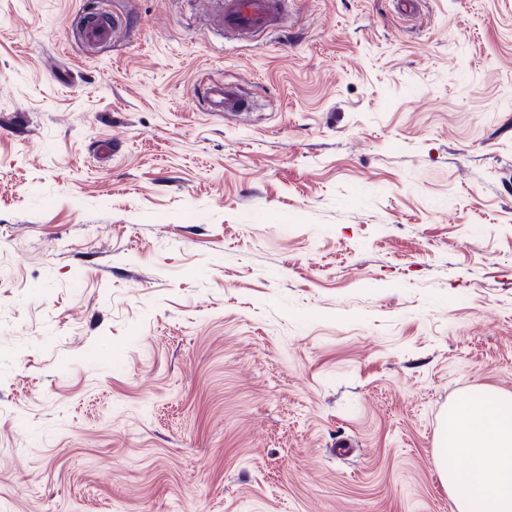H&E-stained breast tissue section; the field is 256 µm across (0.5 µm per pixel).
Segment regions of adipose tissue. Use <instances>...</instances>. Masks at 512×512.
Here are the masks:
<instances>
[{"label": "adipose tissue", "instance_id": "adipose-tissue-1", "mask_svg": "<svg viewBox=\"0 0 512 512\" xmlns=\"http://www.w3.org/2000/svg\"><path fill=\"white\" fill-rule=\"evenodd\" d=\"M437 460L459 512H512V394L483 388L451 407Z\"/></svg>", "mask_w": 512, "mask_h": 512}]
</instances>
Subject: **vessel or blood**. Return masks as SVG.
I'll return each instance as SVG.
<instances>
[{
	"instance_id": "obj_1",
	"label": "vessel or blood",
	"mask_w": 512,
	"mask_h": 512,
	"mask_svg": "<svg viewBox=\"0 0 512 512\" xmlns=\"http://www.w3.org/2000/svg\"><path fill=\"white\" fill-rule=\"evenodd\" d=\"M287 0H217L214 13L216 23L247 38L280 28ZM113 22L109 14H100L96 22L82 26L85 43L99 45L112 39ZM204 111L224 116H245L254 103L237 87L218 79L206 81L202 92Z\"/></svg>"
}]
</instances>
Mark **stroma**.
Segmentation results:
<instances>
[{
  "label": "stroma",
  "instance_id": "1",
  "mask_svg": "<svg viewBox=\"0 0 512 512\" xmlns=\"http://www.w3.org/2000/svg\"><path fill=\"white\" fill-rule=\"evenodd\" d=\"M0 0V512H457L512 394V0ZM253 98L203 112L201 79ZM287 0H216L214 20L242 38L282 27ZM112 29V16L104 12L96 22L81 27V36L88 45L104 44L112 40ZM437 460L460 512H512V394L482 388L451 407Z\"/></svg>",
  "mask_w": 512,
  "mask_h": 512
}]
</instances>
